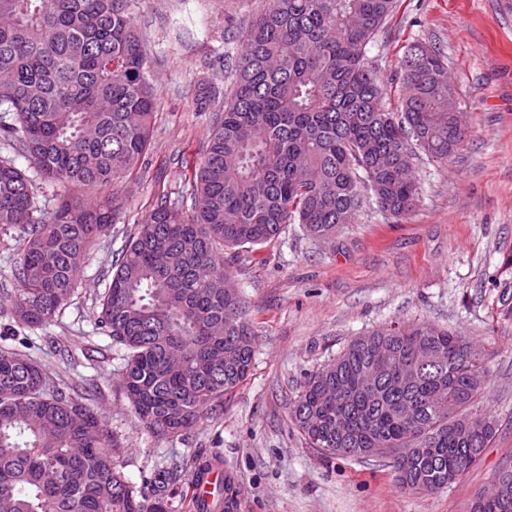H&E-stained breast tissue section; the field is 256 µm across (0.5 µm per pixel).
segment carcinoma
Wrapping results in <instances>:
<instances>
[{"mask_svg":"<svg viewBox=\"0 0 512 512\" xmlns=\"http://www.w3.org/2000/svg\"><path fill=\"white\" fill-rule=\"evenodd\" d=\"M400 0H270L240 32L224 106L194 171L192 212L153 207L111 263L98 329L120 353L119 385L157 437H185L243 383L255 333L224 261L270 243L287 224L329 240L372 193L402 217L418 200L420 150L452 157L465 136L444 55L417 44L402 57L394 109L365 62ZM147 45L127 0H0V133L35 176L0 158V225L20 231L11 275L20 329L51 325L69 303L87 250L120 219L124 200L70 196L48 211L42 185L117 187L146 154L156 95ZM435 361L408 387L398 364ZM485 357L446 327L381 325L311 374L289 416L330 457H389L406 491L432 493L464 476L499 431L482 410ZM100 413L47 380L29 354L0 348V512H238L226 474L212 498L189 494L210 469L190 454L136 488L115 461ZM496 497L469 512H512V464Z\"/></svg>","mask_w":512,"mask_h":512,"instance_id":"carcinoma-1","label":"carcinoma"}]
</instances>
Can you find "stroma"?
<instances>
[{
  "label": "stroma",
  "instance_id": "1",
  "mask_svg": "<svg viewBox=\"0 0 512 512\" xmlns=\"http://www.w3.org/2000/svg\"><path fill=\"white\" fill-rule=\"evenodd\" d=\"M267 0H128L148 48L145 79L157 94L151 147L119 188L127 209L89 251L78 288L27 352L65 391L88 398L121 446L133 484L188 449L224 460L239 481V512H467L512 461V0H401L365 50L368 65L401 95L399 62L416 43L448 60L467 134L455 155L419 154V200L407 216L366 199L329 241L287 225L224 273L244 297L257 354L247 379L185 438H158L137 421L117 385L121 360L94 322L112 259L157 200L189 196L195 165L224 104V64L240 28ZM213 92L203 100L201 86ZM18 231L0 228V347L19 345L10 267ZM428 322L467 336L490 371L489 411L499 431L459 481L425 495L399 487L385 458H331L289 417L304 378L352 338L380 325Z\"/></svg>",
  "mask_w": 512,
  "mask_h": 512
}]
</instances>
